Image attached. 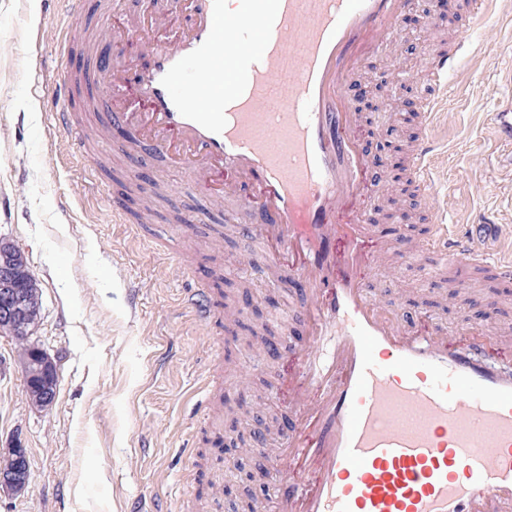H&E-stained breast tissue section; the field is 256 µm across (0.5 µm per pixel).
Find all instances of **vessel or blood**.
Returning a JSON list of instances; mask_svg holds the SVG:
<instances>
[{
	"mask_svg": "<svg viewBox=\"0 0 512 512\" xmlns=\"http://www.w3.org/2000/svg\"><path fill=\"white\" fill-rule=\"evenodd\" d=\"M175 12L128 18L112 29L88 23V0H68L62 55L82 46L90 73L45 86L55 117L84 153L75 119L82 86L113 127L129 131L117 149L128 166L143 153L179 167L215 201L256 214L266 248L244 275H277L305 294L293 310L310 340L295 356L303 373L292 385L294 425L267 456L276 475L266 512H512V374L492 367L491 336L466 337L449 349L439 325L417 335L385 312L364 272L372 210L347 223L338 205L378 183L386 161L370 156L351 132V82L383 53L416 0H175ZM496 0H461L457 18L429 9L431 27L486 26ZM188 24L172 30L174 15ZM170 33L123 45L131 31ZM462 45L431 57L412 106L420 132L408 179L432 206L427 249L447 265L468 263L512 279V246L499 244L488 220L455 233L437 204L430 129L447 104L445 90ZM348 258L337 270L335 246ZM198 321L220 323L214 304L190 295Z\"/></svg>",
	"mask_w": 512,
	"mask_h": 512,
	"instance_id": "vessel-or-blood-1",
	"label": "vessel or blood"
}]
</instances>
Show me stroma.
<instances>
[{"mask_svg":"<svg viewBox=\"0 0 512 512\" xmlns=\"http://www.w3.org/2000/svg\"><path fill=\"white\" fill-rule=\"evenodd\" d=\"M499 10L493 30L476 25L444 33L422 22L402 30L387 54L366 62L358 82L373 99L384 98L381 83L398 67L419 90L441 42L459 36L488 46L485 55L466 52L448 84L435 127L444 151L434 170L449 223L490 215L512 241V151L487 122L488 112L512 99L504 79L512 58L501 52L512 46V0H500ZM65 11V0H0V236L24 252L40 286L33 339L60 368L52 407L33 405L15 342L0 333V451L21 438L30 463L26 489L0 495V512H123L137 498L158 502L164 512H227L225 483L236 469L257 471L290 423L288 382L300 364L292 352L267 363L260 334L298 294L242 274L245 263L264 258L259 240L240 230L253 223L249 212L225 223L223 210L182 173L150 157L135 180L111 158L73 154L70 136L35 96L36 84H56L75 69L54 42ZM388 125L402 149L417 133L414 113L396 104L358 112L357 136L369 153H377ZM121 180L139 204L169 185L182 213H204L209 221L175 224L162 210L136 228L113 223L107 188ZM392 180L388 173L367 185L339 215L347 221L369 207L370 196L382 197L368 240L378 261L366 272L378 303L404 310L422 331L442 324L452 345L462 340L459 322L512 325V281L471 274L472 301L462 308L453 295L461 273L432 275L436 260L429 255L396 264L385 237L393 215L404 214L419 236L430 214L417 194L388 195ZM177 244L187 247L189 267L166 259L168 246ZM196 288L215 304L235 301L238 322L200 324L186 304ZM230 332L238 341L218 373L214 350ZM212 379L228 409L215 422L200 402Z\"/></svg>","mask_w":512,"mask_h":512,"instance_id":"obj_1","label":"stroma"}]
</instances>
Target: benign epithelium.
I'll use <instances>...</instances> for the list:
<instances>
[{"instance_id":"7a95c632","label":"benign epithelium","mask_w":512,"mask_h":512,"mask_svg":"<svg viewBox=\"0 0 512 512\" xmlns=\"http://www.w3.org/2000/svg\"><path fill=\"white\" fill-rule=\"evenodd\" d=\"M41 299L24 253L14 243L0 238V332L25 345L21 351L25 389L40 407L54 403L59 383L57 360L32 341L38 323ZM29 464L20 439L8 449L0 465V493H19L28 483Z\"/></svg>"}]
</instances>
